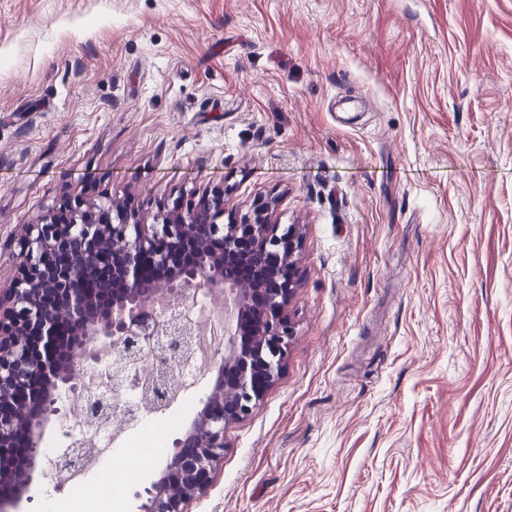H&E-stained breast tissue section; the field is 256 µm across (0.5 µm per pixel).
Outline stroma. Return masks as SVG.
I'll list each match as a JSON object with an SVG mask.
<instances>
[{
	"label": "stroma",
	"instance_id": "obj_1",
	"mask_svg": "<svg viewBox=\"0 0 512 512\" xmlns=\"http://www.w3.org/2000/svg\"><path fill=\"white\" fill-rule=\"evenodd\" d=\"M0 52L1 286L77 193L299 228L295 336L185 512H512V0H0ZM45 469L20 512H135Z\"/></svg>",
	"mask_w": 512,
	"mask_h": 512
}]
</instances>
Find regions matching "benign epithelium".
Here are the masks:
<instances>
[{
    "label": "benign epithelium",
    "mask_w": 512,
    "mask_h": 512,
    "mask_svg": "<svg viewBox=\"0 0 512 512\" xmlns=\"http://www.w3.org/2000/svg\"><path fill=\"white\" fill-rule=\"evenodd\" d=\"M42 215L20 238L22 264L9 287L0 289V512H16L31 483L44 427L65 415L62 389L79 399L80 367L101 362L90 345L102 342L122 358L139 341L167 337L166 348L142 371L155 384L180 358L191 336L178 318L153 320L161 300L182 301L190 293L221 294L231 302L234 325L220 356L216 377L202 408L163 450L158 479L135 494L137 512H184L202 494L213 463L224 456L226 425L247 416L262 400L281 369L294 336L284 315L298 280L294 260L301 235L291 224L276 232L271 207L224 223L228 200L222 189L179 196L155 211L133 207L117 194L92 201L77 197ZM198 256L165 280H144L146 259L164 266L177 252ZM247 266L250 279H241ZM112 268V278L101 271ZM27 433L19 460L5 449Z\"/></svg>",
    "instance_id": "1"
}]
</instances>
